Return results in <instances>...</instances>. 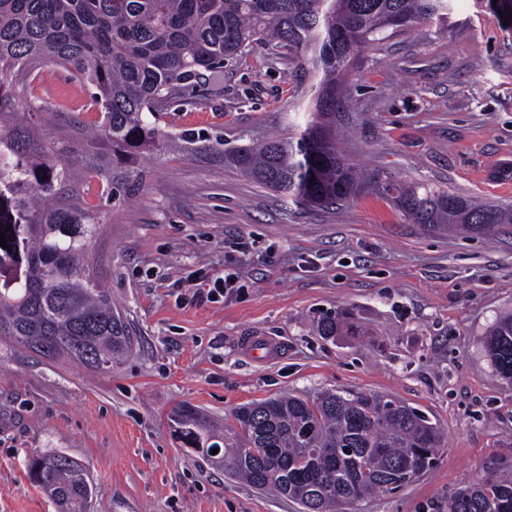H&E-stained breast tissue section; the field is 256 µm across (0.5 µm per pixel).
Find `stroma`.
Returning <instances> with one entry per match:
<instances>
[{"mask_svg":"<svg viewBox=\"0 0 512 512\" xmlns=\"http://www.w3.org/2000/svg\"><path fill=\"white\" fill-rule=\"evenodd\" d=\"M512 0H452L445 29L411 30L363 50L336 114L343 149L384 174L512 204L494 185L512 164ZM309 81L260 44L200 78L157 124L166 148L144 155L139 195L115 202L96 178L88 260L132 327L111 372L45 359L0 339V512H59L27 460L63 452L97 489L89 512H303L183 447L168 418L181 403L223 423L284 394L371 392L422 410L442 446L433 468L361 512H448L459 487L512 478V382L484 347L488 322L512 313V226L492 234L431 231L375 192L309 208L187 151L191 131L225 146L298 135ZM11 95L37 113L100 121L88 86L46 64ZM231 274L216 302L199 291ZM347 312L359 335L319 336L322 314ZM247 336L279 341L276 360L244 356Z\"/></svg>","mask_w":512,"mask_h":512,"instance_id":"stroma-1","label":"stroma"}]
</instances>
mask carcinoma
<instances>
[{
	"label": "carcinoma",
	"mask_w": 512,
	"mask_h": 512,
	"mask_svg": "<svg viewBox=\"0 0 512 512\" xmlns=\"http://www.w3.org/2000/svg\"><path fill=\"white\" fill-rule=\"evenodd\" d=\"M450 10L451 0H0V184L42 173L14 193L16 220L0 221L11 247L0 250V338L95 372L112 371L133 344L99 271L85 261L99 221L73 177L76 149L35 135L8 93L48 62L94 89L101 121L90 142L106 151L84 168L114 200L140 192V160L164 138L147 115L166 111L205 73L261 43L288 50L311 74V120L294 140L208 147L224 164L305 207L341 206L375 190L433 230L485 233L512 224L510 205L383 179L336 144L331 117L350 66L344 58L415 25L446 27ZM318 332L355 335L359 326L336 313L319 319ZM485 349L497 375L511 382L512 313L488 326ZM170 421L184 447L304 512H345L403 489L433 467L442 441L421 410L363 392L265 399L238 407L222 427L183 403ZM29 473L60 512H87L95 488L80 462L61 452L37 455ZM448 512H512V480L465 486Z\"/></svg>",
	"instance_id": "carcinoma-1"
}]
</instances>
